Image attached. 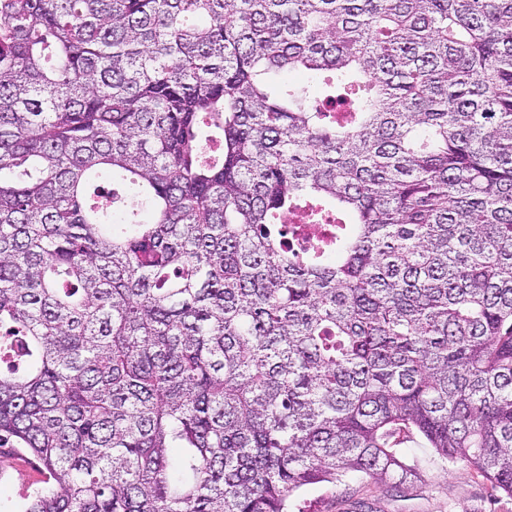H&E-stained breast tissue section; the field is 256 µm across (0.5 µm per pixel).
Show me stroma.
Returning a JSON list of instances; mask_svg holds the SVG:
<instances>
[{"mask_svg": "<svg viewBox=\"0 0 512 512\" xmlns=\"http://www.w3.org/2000/svg\"><path fill=\"white\" fill-rule=\"evenodd\" d=\"M406 464L418 468L414 481L375 482L356 473L340 483L308 485L291 501V512H512V497L493 489L469 464L441 460L431 449H406ZM43 468L10 448L0 449V502L17 505L41 484Z\"/></svg>", "mask_w": 512, "mask_h": 512, "instance_id": "stroma-1", "label": "stroma"}]
</instances>
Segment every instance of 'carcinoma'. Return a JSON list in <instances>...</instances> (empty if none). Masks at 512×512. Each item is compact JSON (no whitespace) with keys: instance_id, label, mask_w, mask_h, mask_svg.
<instances>
[{"instance_id":"cac0c4a2","label":"carcinoma","mask_w":512,"mask_h":512,"mask_svg":"<svg viewBox=\"0 0 512 512\" xmlns=\"http://www.w3.org/2000/svg\"><path fill=\"white\" fill-rule=\"evenodd\" d=\"M415 442L512 497V0H0L20 512H289ZM286 223L288 224L289 234L299 239V241H302L305 237L312 238L313 234L317 235L323 232L319 224H306V216L302 212L289 215L286 219Z\"/></svg>"}]
</instances>
